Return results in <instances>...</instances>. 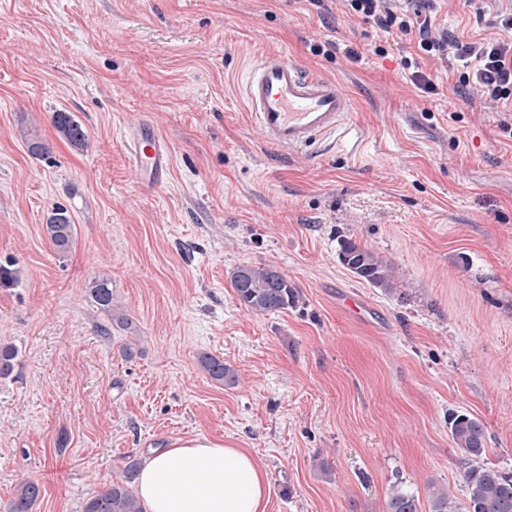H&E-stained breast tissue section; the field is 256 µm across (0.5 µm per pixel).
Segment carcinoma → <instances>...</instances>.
<instances>
[{"label": "carcinoma", "mask_w": 512, "mask_h": 512, "mask_svg": "<svg viewBox=\"0 0 512 512\" xmlns=\"http://www.w3.org/2000/svg\"><path fill=\"white\" fill-rule=\"evenodd\" d=\"M52 123L60 136L75 147H82L87 133L70 112H55ZM44 232L59 254L71 251L75 227L67 210L53 209L44 224ZM340 263L357 279L387 294L398 292L392 265L372 250L350 239H343L339 249ZM232 285L240 304L257 313H274L297 306L298 289L283 273L269 266L240 265L232 273ZM87 292L92 300L111 317L112 324L127 329L131 322L125 314L112 306V288L107 278L89 282ZM17 353L12 346H0V376H7L14 367ZM198 362L215 381L232 386L237 381L235 369L207 353ZM448 430L453 443L462 452L465 500H453L448 491L433 488L430 492L429 512H512V476H505L490 467H476L471 462L485 453L484 425L475 417L454 413L448 417ZM140 468V460L128 457L124 479L113 482L90 497L83 512H145L133 480ZM40 494L39 485L29 481L18 489L13 512H30ZM386 512H418L415 496L395 488L388 496Z\"/></svg>", "instance_id": "cac0c4a2"}]
</instances>
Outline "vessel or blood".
Segmentation results:
<instances>
[{"label": "vessel or blood", "instance_id": "1", "mask_svg": "<svg viewBox=\"0 0 512 512\" xmlns=\"http://www.w3.org/2000/svg\"><path fill=\"white\" fill-rule=\"evenodd\" d=\"M250 118L267 141L286 151H304L350 123L352 103L335 81L267 53L251 67L243 84ZM130 160L145 182L161 180L171 156L165 140L143 128L125 138Z\"/></svg>", "mask_w": 512, "mask_h": 512}]
</instances>
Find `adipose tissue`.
I'll return each mask as SVG.
<instances>
[{"mask_svg":"<svg viewBox=\"0 0 512 512\" xmlns=\"http://www.w3.org/2000/svg\"><path fill=\"white\" fill-rule=\"evenodd\" d=\"M137 489L147 512H266L270 493L248 452L204 435L147 457Z\"/></svg>","mask_w":512,"mask_h":512,"instance_id":"ef3b65f1","label":"adipose tissue"}]
</instances>
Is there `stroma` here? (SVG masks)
<instances>
[{
	"label": "stroma",
	"instance_id": "obj_1",
	"mask_svg": "<svg viewBox=\"0 0 512 512\" xmlns=\"http://www.w3.org/2000/svg\"><path fill=\"white\" fill-rule=\"evenodd\" d=\"M438 20L492 34L470 0ZM268 52L335 79L351 132L271 148L241 82ZM401 57L339 0H0V345L18 352L0 378V512L28 481L32 512H83L125 456L198 435L262 463L266 512H385L394 486L429 512L430 484L463 495L452 413L483 422L481 464L512 474V138L450 62L422 61L424 95ZM143 123L172 157L154 187L123 147ZM59 206L64 257L43 232ZM344 238L392 263L399 296L341 265ZM243 264L286 274L298 306H242ZM102 276L130 329L88 295ZM52 123L60 136L75 147H82L87 140V133L81 123L69 112H54ZM44 232L58 254L64 255L71 251L75 239V227L65 208L53 209L44 224ZM198 362L213 380L225 386H232L236 383L237 373L235 369L224 364V361L207 353H202L198 357Z\"/></svg>",
	"mask_w": 512,
	"mask_h": 512
}]
</instances>
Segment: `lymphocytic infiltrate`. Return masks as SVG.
<instances>
[{"label":"lymphocytic infiltrate","instance_id":"lymphocytic-infiltrate-1","mask_svg":"<svg viewBox=\"0 0 512 512\" xmlns=\"http://www.w3.org/2000/svg\"><path fill=\"white\" fill-rule=\"evenodd\" d=\"M437 0L422 7L402 0H342L346 14L398 39L415 42L433 59L454 58L458 63L459 88L493 107L512 108V0H497L493 12L477 9V20H488L496 37L462 42L449 38L435 22Z\"/></svg>","mask_w":512,"mask_h":512}]
</instances>
